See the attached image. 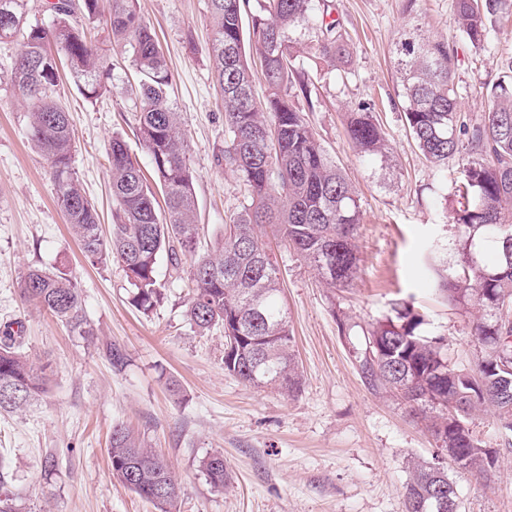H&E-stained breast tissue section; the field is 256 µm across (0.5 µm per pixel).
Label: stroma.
<instances>
[{
    "label": "stroma",
    "instance_id": "1",
    "mask_svg": "<svg viewBox=\"0 0 512 512\" xmlns=\"http://www.w3.org/2000/svg\"><path fill=\"white\" fill-rule=\"evenodd\" d=\"M331 16L353 47L348 62L314 59L318 33L297 35L306 61L299 78L312 91L306 118L328 156L352 184L360 204L357 270L331 288L275 237L268 249L283 275L282 300L302 373L299 392L245 385L224 370L220 330L200 333L185 316L187 269L160 261L161 302L142 312L120 264H91L55 202L44 157L26 139L29 108L10 79L20 41L0 43V329L22 323L23 348L53 376L37 401L0 411V494L24 512H157L112 476L109 437L117 424L141 433L170 461L180 484L171 512H405L411 464L432 460L437 444L400 399L373 386L362 371L367 333L410 298L424 317L423 334L442 338L449 360L473 367L483 347L473 336L477 305L448 302L433 272L455 262L457 160L433 171L413 142L403 115L394 66L402 33L421 24L430 35L457 41L455 81L463 115L480 119L481 91L512 56V21L498 23L483 49L460 43L454 0H331ZM173 74L171 98L190 147L198 222L213 239L244 195L224 148V110L209 65L207 0H139ZM112 90L86 101L60 70L58 93L71 113L73 165L98 209L102 228L113 203L105 150L122 136L150 172L136 136L134 83L120 51L106 49ZM369 103L385 132L384 153L363 156L347 133L354 105ZM66 270L81 291L95 337L73 335L49 314L21 302L29 268ZM124 356L112 364L107 347ZM176 381L179 395L167 384ZM476 433L498 451L491 480L449 469L460 512H512V435L493 416L472 418ZM221 453L231 481L212 488L202 458Z\"/></svg>",
    "mask_w": 512,
    "mask_h": 512
}]
</instances>
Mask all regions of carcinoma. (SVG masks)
<instances>
[{
	"label": "carcinoma",
	"mask_w": 512,
	"mask_h": 512,
	"mask_svg": "<svg viewBox=\"0 0 512 512\" xmlns=\"http://www.w3.org/2000/svg\"><path fill=\"white\" fill-rule=\"evenodd\" d=\"M101 0H56L50 25L27 22L28 0H0V42L19 38L22 50L10 80L31 105L27 137L49 164L57 203L91 263L113 259L123 267L138 310L159 300L158 263L165 256L179 266L189 260L193 288L186 316L203 334L224 332V370L257 388L294 393L301 386L293 335L281 305L280 270L262 239L270 226L331 286L347 283L357 269L358 199L341 171L316 139L292 99L297 72L293 33L306 26L319 31L315 54L334 62L351 56L339 24L316 12L315 0H259L246 25L248 0H208L212 19V74L224 105V151L217 164L234 170L245 203L224 215L223 233L205 252L190 164V149L170 101L172 73L156 33L142 19L138 0H111L108 41L121 50L136 76L138 140L148 151L155 175L147 183L137 157L116 135L106 160L116 208L110 236L99 228L95 203L86 196L72 166L74 135L70 113L56 96L58 62H67L81 95L98 101L110 91L112 68L86 30L100 22ZM460 38L484 47L489 23L512 15V0H454ZM261 57L266 82L262 101L251 91L252 73L245 45ZM406 125L414 143L435 168L461 161L456 187L459 207V260L436 268L448 300L475 302L495 320L480 317L472 333L484 347L473 369L448 360L440 339L421 334L423 316L414 303H395L394 316L373 327L363 373L375 386L397 392L416 417L428 422L437 446L457 469L489 478L497 452L475 433L469 418L491 411L512 433V389H500V376L512 378V262L505 252L512 239V58L485 87L487 110L480 121L462 116L455 82L457 47L418 26L397 42ZM348 135L358 153L381 154L385 133L371 109L360 103L350 112ZM163 202H158V199ZM19 297L34 304L82 337L95 335L84 313L81 293L63 271L30 269L19 283ZM50 364L35 365L10 332L0 337V411L19 409L46 388ZM112 476L124 488L170 512L179 483L168 461L145 447L130 428L112 429L108 448ZM209 483L224 488L230 474L220 453L203 458ZM454 481L448 467L431 461L414 466L406 488L405 512H436Z\"/></svg>",
	"instance_id": "obj_1"
}]
</instances>
